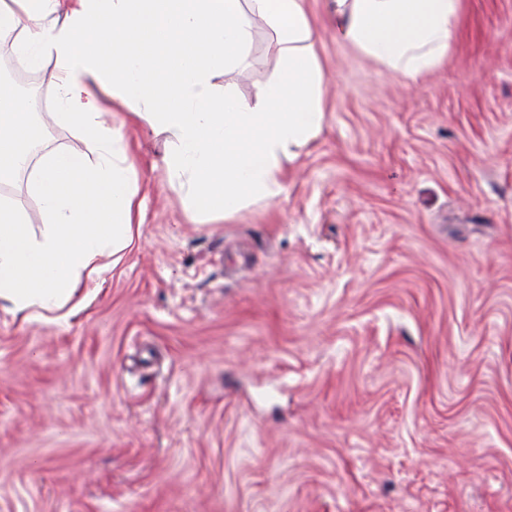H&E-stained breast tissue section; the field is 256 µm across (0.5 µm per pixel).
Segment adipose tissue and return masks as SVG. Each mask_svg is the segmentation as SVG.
Masks as SVG:
<instances>
[{"mask_svg":"<svg viewBox=\"0 0 512 512\" xmlns=\"http://www.w3.org/2000/svg\"><path fill=\"white\" fill-rule=\"evenodd\" d=\"M337 43L414 83L448 55L460 0H331ZM274 31L279 74L253 99L217 94L218 71L251 65L256 20ZM0 44L26 68L54 61L56 119L81 145L52 150L30 185L46 224L34 234L20 201L0 200V303L12 314L55 310L134 241L139 171L120 106L168 134L172 188L203 216L286 192L284 167L325 125L324 83L307 0H0ZM44 138L31 103L0 87V183Z\"/></svg>","mask_w":512,"mask_h":512,"instance_id":"ef3b65f1","label":"adipose tissue"}]
</instances>
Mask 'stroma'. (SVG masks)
<instances>
[{
  "label": "stroma",
  "instance_id": "stroma-1",
  "mask_svg": "<svg viewBox=\"0 0 512 512\" xmlns=\"http://www.w3.org/2000/svg\"><path fill=\"white\" fill-rule=\"evenodd\" d=\"M308 9L285 197L193 215L127 124L133 244L67 316L0 307V512H512V0H461L414 87Z\"/></svg>",
  "mask_w": 512,
  "mask_h": 512
}]
</instances>
